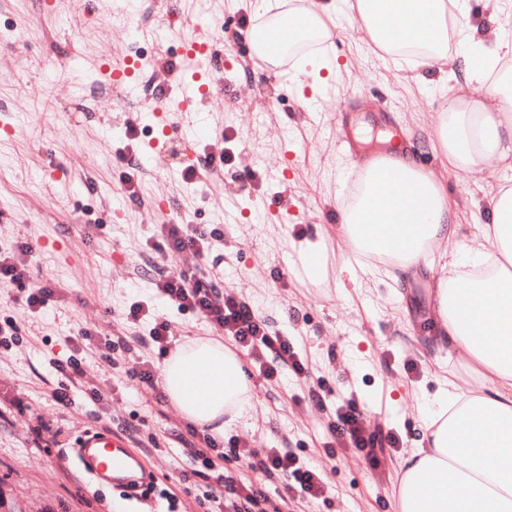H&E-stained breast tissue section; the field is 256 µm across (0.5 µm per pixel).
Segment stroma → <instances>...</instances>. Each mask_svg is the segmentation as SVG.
<instances>
[{"label":"stroma","instance_id":"obj_1","mask_svg":"<svg viewBox=\"0 0 512 512\" xmlns=\"http://www.w3.org/2000/svg\"><path fill=\"white\" fill-rule=\"evenodd\" d=\"M129 11L131 26L148 23L155 47L143 64L156 81L209 83L198 120L161 151L152 102L127 90L92 96L108 59L131 56L129 36L111 16ZM254 19L252 0H0V248L13 250L23 283L0 281V317L19 331L0 344V512H209L207 480L178 441L190 423L161 387L135 378L159 370L157 347L133 344L156 318L170 340L220 339L204 318L158 297L155 280L201 267L224 278L225 293L250 300L270 331L288 337L306 366L260 376L253 356L243 369L253 388L251 419L225 428L214 474L237 486L257 484L252 453L284 448L322 471L315 494L296 483L265 487L288 512H395L400 460L422 437L419 415L450 377L463 390L481 378L465 352L436 350L433 291L439 267L419 265L396 288L338 283L335 274L298 275L300 248H325L330 262L351 258L337 231L339 209L354 174L336 143L357 132L387 139L393 120L434 171L458 211L468 244L475 220L489 222V202L512 185V168L492 160L476 171L449 168L426 140L441 110L439 93L408 80L414 60L377 48L356 12L330 22L324 49L339 73L298 82L296 70L254 63L237 41ZM28 28L24 41L15 30ZM201 37L225 49L223 62L184 67L183 41ZM228 153L221 171L191 182L182 176L187 149ZM195 224L211 233L207 256L169 246L163 227ZM27 251H20V244ZM52 283L39 313L18 302L20 289ZM144 312L126 319L133 304ZM95 331L94 340L82 337ZM121 336L130 350L105 361L104 341ZM78 359L82 376L67 380L60 364ZM66 387L70 405L53 396ZM99 397H92V390ZM336 404L355 396L366 431L394 434L399 445L378 462L335 444L328 411L309 391ZM137 429L134 450L154 469L156 488L127 498L97 487L78 464V437L96 426Z\"/></svg>","mask_w":512,"mask_h":512}]
</instances>
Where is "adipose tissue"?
Segmentation results:
<instances>
[{"mask_svg":"<svg viewBox=\"0 0 512 512\" xmlns=\"http://www.w3.org/2000/svg\"><path fill=\"white\" fill-rule=\"evenodd\" d=\"M253 8L273 17L250 29L258 46L274 40L286 51L330 34L331 7L283 13L275 0H254ZM356 9L367 36L386 52L418 47L422 65L445 60L464 82L487 83L486 100H445L432 151L457 170L512 157V96L489 81L497 63L512 56L511 40L477 36L466 22L467 0H356ZM452 22L467 43L458 58L448 53ZM338 229L353 250L387 258V265L369 269L382 281L427 262L434 244L454 245L459 226L444 186L403 153L362 173ZM451 265L453 274L438 281L433 312L442 341L466 352L484 384L472 394L447 382L436 411L423 414V442L400 464L396 509L512 512V187L498 190L490 223L479 225ZM160 379L182 417L214 435L255 409L240 358L215 339L184 337L163 361Z\"/></svg>","mask_w":512,"mask_h":512,"instance_id":"adipose-tissue-1","label":"adipose tissue"}]
</instances>
